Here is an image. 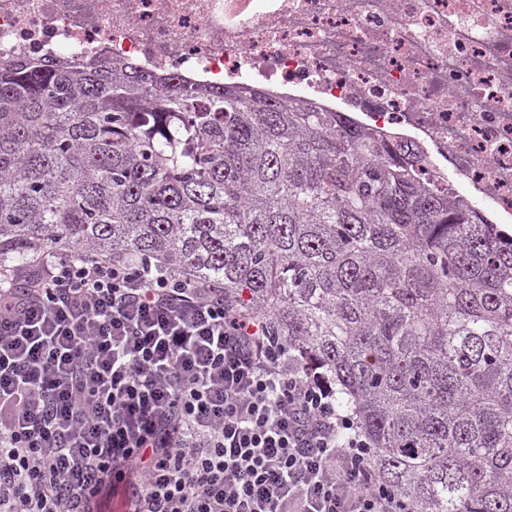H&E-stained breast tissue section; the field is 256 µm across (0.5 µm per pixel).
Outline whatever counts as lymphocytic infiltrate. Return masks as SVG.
I'll list each match as a JSON object with an SVG mask.
<instances>
[{
	"label": "lymphocytic infiltrate",
	"mask_w": 512,
	"mask_h": 512,
	"mask_svg": "<svg viewBox=\"0 0 512 512\" xmlns=\"http://www.w3.org/2000/svg\"><path fill=\"white\" fill-rule=\"evenodd\" d=\"M324 381L161 267L0 278V512H409Z\"/></svg>",
	"instance_id": "f902f5d3"
}]
</instances>
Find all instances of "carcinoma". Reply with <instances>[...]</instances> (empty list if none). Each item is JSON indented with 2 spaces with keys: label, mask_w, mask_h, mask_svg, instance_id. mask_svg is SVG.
I'll list each match as a JSON object with an SVG mask.
<instances>
[{
  "label": "carcinoma",
  "mask_w": 512,
  "mask_h": 512,
  "mask_svg": "<svg viewBox=\"0 0 512 512\" xmlns=\"http://www.w3.org/2000/svg\"><path fill=\"white\" fill-rule=\"evenodd\" d=\"M151 263L324 378L410 512H512V234L305 98L0 60V266Z\"/></svg>",
  "instance_id": "1"
}]
</instances>
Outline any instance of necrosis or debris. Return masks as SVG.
<instances>
[{
    "label": "necrosis or debris",
    "mask_w": 512,
    "mask_h": 512,
    "mask_svg": "<svg viewBox=\"0 0 512 512\" xmlns=\"http://www.w3.org/2000/svg\"><path fill=\"white\" fill-rule=\"evenodd\" d=\"M23 57L315 100L512 224V0H0V59Z\"/></svg>",
    "instance_id": "4bbe7bcc"
}]
</instances>
